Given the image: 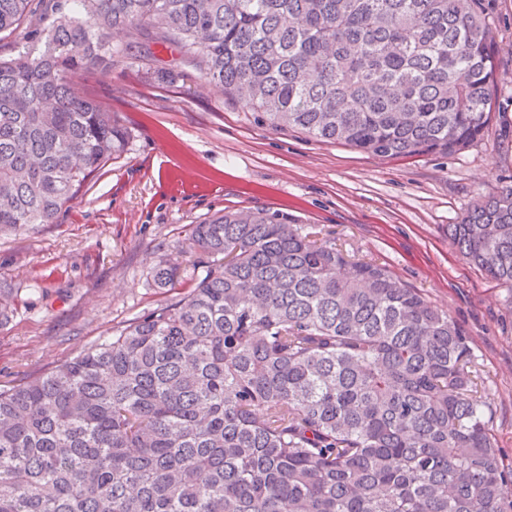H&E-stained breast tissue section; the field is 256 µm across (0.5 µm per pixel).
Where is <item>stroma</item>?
Here are the masks:
<instances>
[{"mask_svg": "<svg viewBox=\"0 0 512 512\" xmlns=\"http://www.w3.org/2000/svg\"><path fill=\"white\" fill-rule=\"evenodd\" d=\"M498 114L483 138L451 156L380 157L258 122L198 72L157 47L152 66L135 54L78 91L129 132L127 151L81 188L57 223L0 235V290L13 316L0 327V383L38 376L109 339L162 303L151 271L194 260L181 247L215 213H283L322 230L349 256L385 266L403 285L446 310L471 339L477 397L512 467V287L492 280L448 241L474 203L512 186V0H491ZM73 0L8 38L29 45Z\"/></svg>", "mask_w": 512, "mask_h": 512, "instance_id": "obj_1", "label": "stroma"}]
</instances>
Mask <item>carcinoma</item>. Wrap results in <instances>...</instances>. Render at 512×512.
<instances>
[{
  "instance_id": "obj_1",
  "label": "carcinoma",
  "mask_w": 512,
  "mask_h": 512,
  "mask_svg": "<svg viewBox=\"0 0 512 512\" xmlns=\"http://www.w3.org/2000/svg\"><path fill=\"white\" fill-rule=\"evenodd\" d=\"M0 55V234L54 224L126 151L75 90L133 48L275 128L381 157L455 155L496 112L488 0H76ZM38 0H0V35ZM448 239L512 286V187ZM188 288L54 370L0 384V512H512L469 338L291 217L217 213Z\"/></svg>"
}]
</instances>
